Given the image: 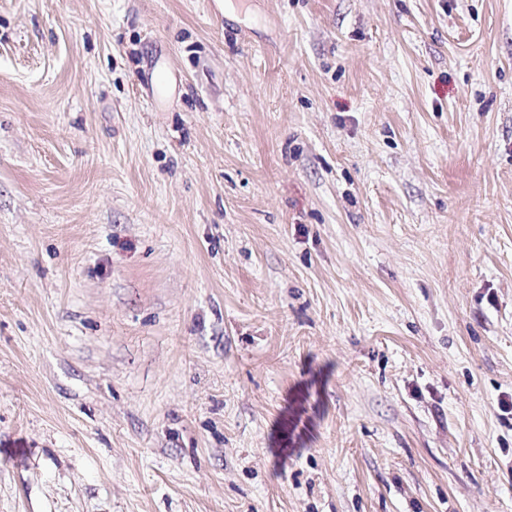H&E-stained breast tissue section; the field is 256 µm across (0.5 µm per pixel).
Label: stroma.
<instances>
[{"instance_id":"stroma-1","label":"stroma","mask_w":512,"mask_h":512,"mask_svg":"<svg viewBox=\"0 0 512 512\" xmlns=\"http://www.w3.org/2000/svg\"><path fill=\"white\" fill-rule=\"evenodd\" d=\"M512 0H0V512H512Z\"/></svg>"}]
</instances>
